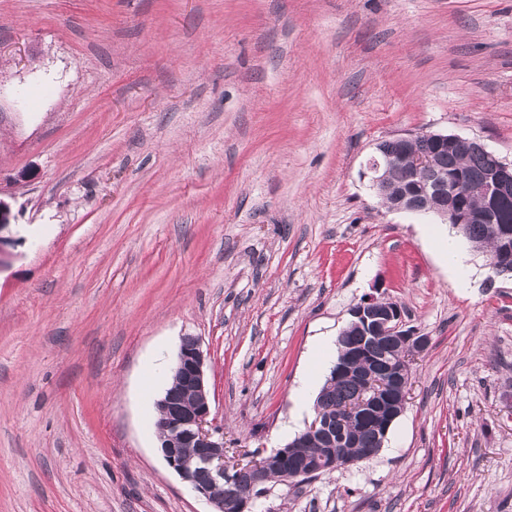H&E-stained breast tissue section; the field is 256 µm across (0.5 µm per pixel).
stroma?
I'll return each mask as SVG.
<instances>
[{
  "instance_id": "obj_1",
  "label": "stroma",
  "mask_w": 512,
  "mask_h": 512,
  "mask_svg": "<svg viewBox=\"0 0 512 512\" xmlns=\"http://www.w3.org/2000/svg\"><path fill=\"white\" fill-rule=\"evenodd\" d=\"M421 132L512 160V0H0V512H211L149 369L199 337L227 460L269 455L368 293L430 338L404 412L252 512H512V279L365 175ZM441 259L448 268V273L467 275V268L464 265V255L457 240L450 234L447 236L446 244L442 248Z\"/></svg>"
}]
</instances>
